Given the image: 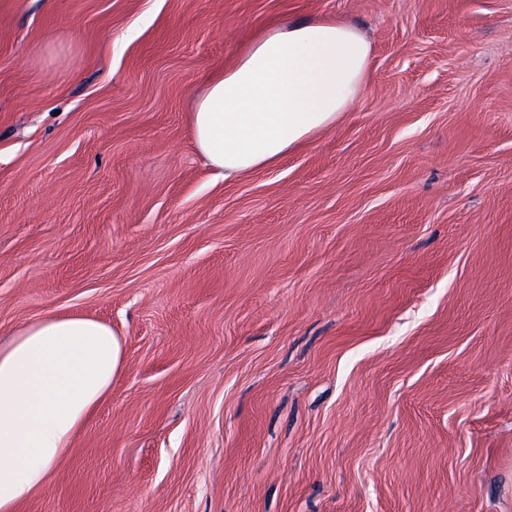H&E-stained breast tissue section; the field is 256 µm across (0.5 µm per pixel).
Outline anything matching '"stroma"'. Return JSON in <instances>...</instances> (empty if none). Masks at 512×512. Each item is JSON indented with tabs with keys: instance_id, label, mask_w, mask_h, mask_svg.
<instances>
[{
	"instance_id": "obj_1",
	"label": "stroma",
	"mask_w": 512,
	"mask_h": 512,
	"mask_svg": "<svg viewBox=\"0 0 512 512\" xmlns=\"http://www.w3.org/2000/svg\"><path fill=\"white\" fill-rule=\"evenodd\" d=\"M369 41L349 112L224 177L261 28ZM123 367L21 512H512V0H0V341Z\"/></svg>"
}]
</instances>
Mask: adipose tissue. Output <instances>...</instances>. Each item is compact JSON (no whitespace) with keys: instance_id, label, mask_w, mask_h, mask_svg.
Here are the masks:
<instances>
[{"instance_id":"obj_1","label":"adipose tissue","mask_w":512,"mask_h":512,"mask_svg":"<svg viewBox=\"0 0 512 512\" xmlns=\"http://www.w3.org/2000/svg\"><path fill=\"white\" fill-rule=\"evenodd\" d=\"M370 44L323 18L281 21L210 74L192 114L196 147L225 176L275 164L334 126L369 78ZM122 367L106 323L46 315L0 343V512L43 490Z\"/></svg>"}]
</instances>
